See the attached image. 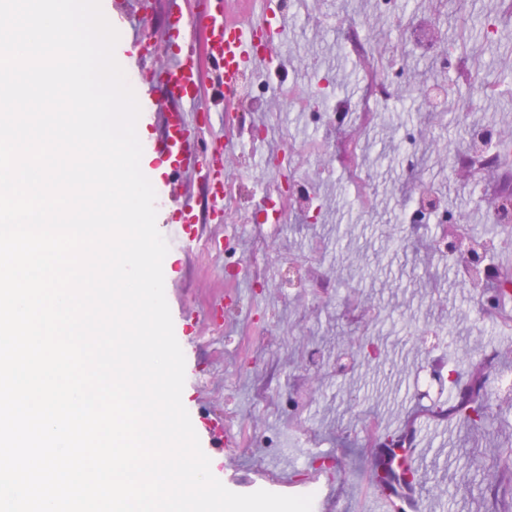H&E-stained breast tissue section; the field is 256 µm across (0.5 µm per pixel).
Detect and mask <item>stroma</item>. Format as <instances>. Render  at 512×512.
Listing matches in <instances>:
<instances>
[{
    "label": "stroma",
    "mask_w": 512,
    "mask_h": 512,
    "mask_svg": "<svg viewBox=\"0 0 512 512\" xmlns=\"http://www.w3.org/2000/svg\"><path fill=\"white\" fill-rule=\"evenodd\" d=\"M121 38L118 63L136 96L171 62L167 22L195 0H101ZM288 18L279 42L286 68L255 74L259 113H246L227 170L247 192V219L219 220L199 168L224 143V100L203 88L195 168L162 175L153 147L171 103L156 97L137 134L142 173L156 192L157 228L189 202L197 236L163 261L174 334L185 355L182 402L211 471L229 490L314 492L312 512H369L366 476L377 442L364 422L410 431L423 512H494L485 488L494 455L512 448V326L486 316L480 289L458 274L462 256L438 246L445 226L495 242L487 261L512 256L495 220L512 165L469 178L461 170L469 129L489 128L512 149V0H273ZM154 52L131 55L130 20ZM431 27L427 45L412 31ZM285 83L314 107L280 97ZM446 102L427 103V86ZM362 102L330 119L336 99ZM291 192H283L284 183ZM431 189L441 206L413 222ZM479 363L493 411L470 427L435 416V373ZM233 416L222 445L207 426ZM278 469L284 485L262 477Z\"/></svg>",
    "instance_id": "35a3bbf8"
}]
</instances>
